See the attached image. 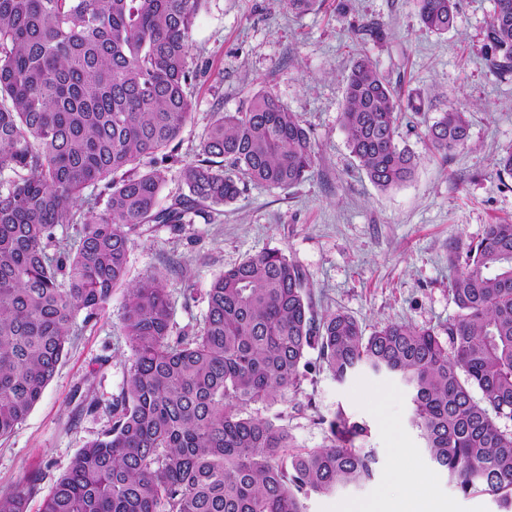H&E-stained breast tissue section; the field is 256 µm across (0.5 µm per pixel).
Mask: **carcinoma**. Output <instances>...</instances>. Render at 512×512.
I'll return each instance as SVG.
<instances>
[{"label": "carcinoma", "mask_w": 512, "mask_h": 512, "mask_svg": "<svg viewBox=\"0 0 512 512\" xmlns=\"http://www.w3.org/2000/svg\"><path fill=\"white\" fill-rule=\"evenodd\" d=\"M204 0H0V438L41 399L80 313L95 319L127 288L122 331L130 373L112 427L88 442L40 512H304L300 496L358 486L373 453L365 425L338 412L324 448L293 449L282 415H246L298 390L310 349L337 380L357 367L398 374L432 464L465 494L512 512V223L488 224L448 252L456 305L448 324L390 323L365 335L352 316L318 315L304 271L278 249L224 270L198 329L172 336L165 280L128 281L132 234L182 224L250 182L299 185L315 149L298 115L268 90L238 112L211 113L197 159L174 157L194 109L189 32ZM323 0H283L306 14ZM445 34L456 0H417ZM488 61L512 71V0H496ZM401 99L369 57L346 76L341 126L351 154L386 191L415 155L397 142ZM432 150L468 146L455 106L428 126ZM188 193L159 205L173 165ZM85 205L82 215L76 207ZM77 244H56L61 224ZM480 396H475V393ZM38 477L0 492V512H27Z\"/></svg>", "instance_id": "obj_1"}]
</instances>
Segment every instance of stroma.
<instances>
[{
    "label": "stroma",
    "instance_id": "obj_1",
    "mask_svg": "<svg viewBox=\"0 0 512 512\" xmlns=\"http://www.w3.org/2000/svg\"><path fill=\"white\" fill-rule=\"evenodd\" d=\"M495 0H459L454 29L439 35L421 22L415 0H326L303 15L281 0H206L191 29V66L207 74L194 86V110L180 137V159L196 158L211 112H236L252 93L273 92L309 129L317 160L298 186L245 184L238 198L207 205L187 224H147L128 257V280L165 275L174 331L198 327L213 279L248 256L281 250L309 278L318 313L341 311L365 332L388 323L439 327L457 308L448 291V253L477 239L485 225L512 221V178L496 157L512 148V72L487 61L486 30ZM401 92L398 142L418 158L414 177L382 191L350 153L341 127L345 77L359 53ZM470 121L466 149L435 155L424 133L448 106ZM125 289L96 320H75L66 354L40 401L11 436L0 439V490L40 476L28 512L68 470L76 453L112 425L108 411L130 368L122 332ZM298 391L247 411L283 414L297 449L325 447L337 411L364 423L374 475L334 494L309 493L305 512L380 500L405 506L391 476L402 458L430 472L434 512H497L480 494H463L430 462L413 425L399 377L359 366L337 380L308 350Z\"/></svg>",
    "mask_w": 512,
    "mask_h": 512
}]
</instances>
